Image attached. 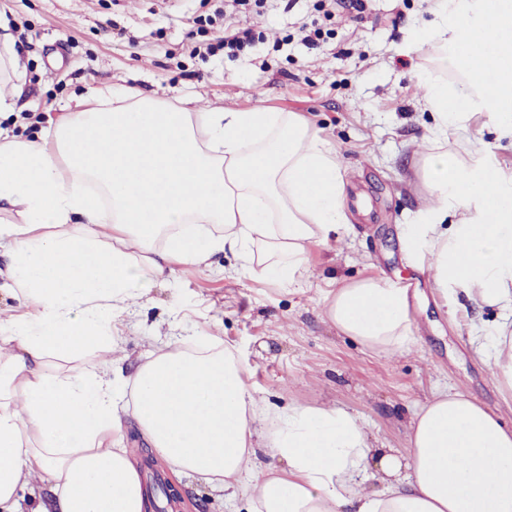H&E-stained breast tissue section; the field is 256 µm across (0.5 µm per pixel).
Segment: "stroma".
Wrapping results in <instances>:
<instances>
[{"label": "stroma", "instance_id": "stroma-1", "mask_svg": "<svg viewBox=\"0 0 512 512\" xmlns=\"http://www.w3.org/2000/svg\"><path fill=\"white\" fill-rule=\"evenodd\" d=\"M224 0H0V20L18 37L21 94L0 127L25 137L48 126L43 115L90 89L132 88L159 100L247 111L296 113L336 158L351 222L312 247L308 278L288 286L239 274L232 253L207 268L187 267L154 286L124 315L123 364L133 371L169 340L218 336L244 366L250 393L269 410L289 403L341 408L364 425L372 448L409 453L417 408L440 387L468 392L512 426V392L492 377L486 329L512 324V312L479 297L449 316L427 273L410 266L404 225L432 200L423 159L436 120L417 81L422 69L454 84L458 73L439 47L415 31L434 19L431 0H368L362 18H325L314 0L284 11L279 0L237 14L262 41L230 58L191 54L221 35ZM331 30L318 49L297 37L304 23ZM445 150L512 176V135L477 111ZM383 278L410 291L415 344L372 351L326 317L325 298L352 281ZM182 512H248L202 480L178 484Z\"/></svg>", "mask_w": 512, "mask_h": 512}]
</instances>
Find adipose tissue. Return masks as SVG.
Returning <instances> with one entry per match:
<instances>
[{"instance_id":"obj_1","label":"adipose tissue","mask_w":512,"mask_h":512,"mask_svg":"<svg viewBox=\"0 0 512 512\" xmlns=\"http://www.w3.org/2000/svg\"><path fill=\"white\" fill-rule=\"evenodd\" d=\"M433 14L416 37L463 74L453 89L418 76L439 138L479 106L512 133V0H433ZM424 174L433 203L402 230L408 259L449 313L457 289L512 304V178L439 150ZM347 222L336 159L292 112L93 90L48 137L0 131V252L23 299L0 318V512H148L130 418L174 476L251 512H512V427L455 388L415 411L403 461L368 447L350 412H268L217 336L176 339L122 376V314L157 281L229 251L242 274L297 284L308 248ZM409 309L407 289L368 278L338 289L326 316L395 354L414 343ZM261 450L281 468L258 469ZM373 460L379 491L365 487Z\"/></svg>"}]
</instances>
